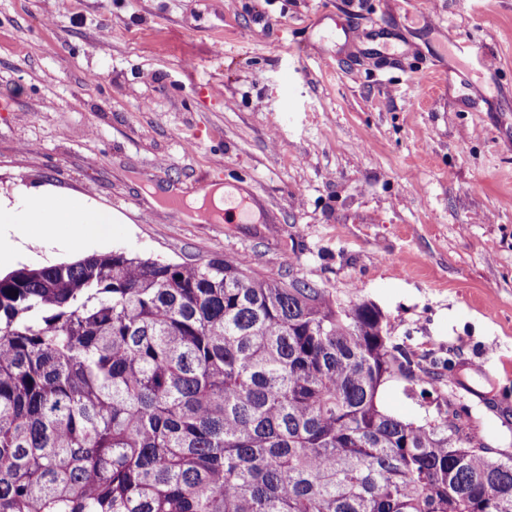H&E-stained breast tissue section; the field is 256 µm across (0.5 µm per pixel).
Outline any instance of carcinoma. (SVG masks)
Returning a JSON list of instances; mask_svg holds the SVG:
<instances>
[{"mask_svg":"<svg viewBox=\"0 0 512 512\" xmlns=\"http://www.w3.org/2000/svg\"><path fill=\"white\" fill-rule=\"evenodd\" d=\"M374 303L124 251L0 276V512H512ZM435 397L436 394L425 402L422 401L421 398L417 397L407 398L399 389L395 387H388L384 393V402L399 414L404 415L409 419L416 420L425 414L424 409L426 407H429L431 410L434 409L435 403L430 404V401Z\"/></svg>","mask_w":512,"mask_h":512,"instance_id":"carcinoma-1","label":"carcinoma"}]
</instances>
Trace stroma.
<instances>
[{"label":"stroma","instance_id":"stroma-1","mask_svg":"<svg viewBox=\"0 0 512 512\" xmlns=\"http://www.w3.org/2000/svg\"><path fill=\"white\" fill-rule=\"evenodd\" d=\"M227 181L270 222L151 200ZM42 187L111 211L100 251L376 303L512 451V0H0V196ZM15 230L17 265L82 256Z\"/></svg>","mask_w":512,"mask_h":512}]
</instances>
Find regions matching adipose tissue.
<instances>
[{"mask_svg": "<svg viewBox=\"0 0 512 512\" xmlns=\"http://www.w3.org/2000/svg\"><path fill=\"white\" fill-rule=\"evenodd\" d=\"M37 224L42 237L54 235L57 226H66L72 237L106 236L113 222L110 211L95 207L80 198L58 194H42L29 200L27 216H20L16 206L0 202V224L20 221Z\"/></svg>", "mask_w": 512, "mask_h": 512, "instance_id": "ef3b65f1", "label": "adipose tissue"}]
</instances>
